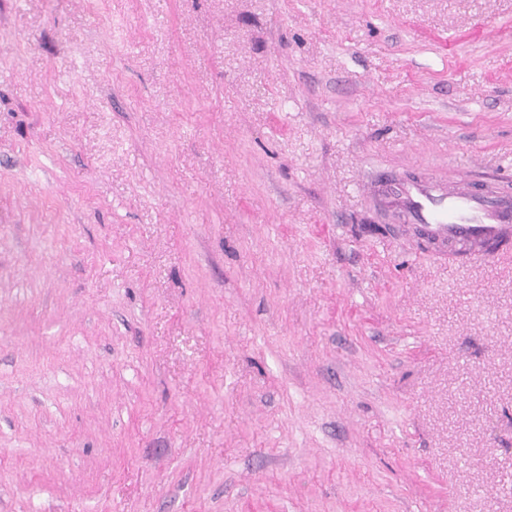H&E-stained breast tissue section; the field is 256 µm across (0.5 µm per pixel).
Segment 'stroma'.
I'll list each match as a JSON object with an SVG mask.
<instances>
[{
    "label": "stroma",
    "mask_w": 512,
    "mask_h": 512,
    "mask_svg": "<svg viewBox=\"0 0 512 512\" xmlns=\"http://www.w3.org/2000/svg\"><path fill=\"white\" fill-rule=\"evenodd\" d=\"M383 170L512 174V0H0V512H512V256ZM364 194L381 200L409 236L425 240L448 265L492 262L512 246L509 182L448 187L423 176L380 175Z\"/></svg>",
    "instance_id": "35a3bbf8"
}]
</instances>
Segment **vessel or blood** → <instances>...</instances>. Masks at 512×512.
<instances>
[{
	"label": "vessel or blood",
	"instance_id": "obj_1",
	"mask_svg": "<svg viewBox=\"0 0 512 512\" xmlns=\"http://www.w3.org/2000/svg\"><path fill=\"white\" fill-rule=\"evenodd\" d=\"M397 214L405 232L449 264L493 261L512 248V186L448 187L423 176L381 175L364 187Z\"/></svg>",
	"mask_w": 512,
	"mask_h": 512
}]
</instances>
